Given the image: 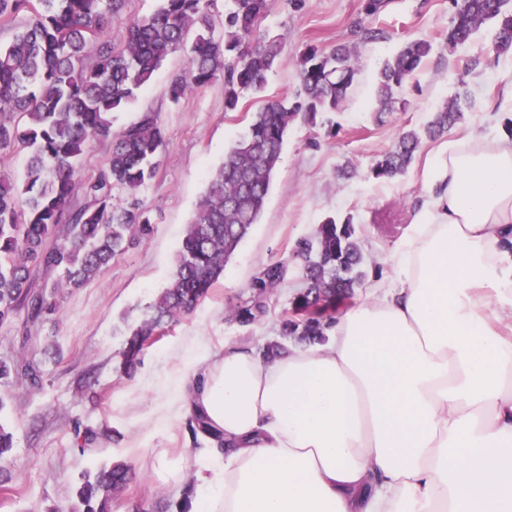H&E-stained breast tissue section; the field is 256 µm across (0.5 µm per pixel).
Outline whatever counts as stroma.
Returning a JSON list of instances; mask_svg holds the SVG:
<instances>
[{"label":"stroma","instance_id":"35a3bbf8","mask_svg":"<svg viewBox=\"0 0 512 512\" xmlns=\"http://www.w3.org/2000/svg\"><path fill=\"white\" fill-rule=\"evenodd\" d=\"M361 0H274L263 29L277 35L282 52L261 97L245 96L235 112L224 109V82L216 80L179 102L167 88L187 66L185 54L171 56L152 85L129 108L113 113L120 128L139 113H156L167 135V149L155 178L138 194L152 222L150 237L116 255L81 287L63 289L58 310L36 330L22 318L0 324V359H24L39 371L36 383H10L0 424L14 437L11 490L0 493V512H67L85 475L115 461L128 465L129 481L117 493L112 512H160L174 505L172 484L154 471L155 455L170 457L208 447L193 434L188 419L159 424L156 402L166 393L193 339L213 354L227 344L244 343L262 351L282 342L281 322L302 288L293 251L326 217H352L366 256L367 277L390 265L426 195L423 175L448 137L500 132L512 124V58L471 68L470 59L492 50L494 30L484 27L457 53L444 38L451 17L448 0H389L372 20L384 39L366 42L354 34ZM430 40L434 48L404 90L408 104L377 119L375 76L381 63L408 42ZM354 47L361 73L350 96L329 121L314 127L296 123L283 145L258 224L228 260L224 278L189 315L163 325L160 337L144 347L133 375L122 368L131 328L168 281L175 253L206 177L224 160L229 145L248 129L261 101L292 97L299 88L300 56L308 46L330 51ZM459 99L464 118L447 136L425 141L407 174L390 181L369 175L376 157L389 150L404 128L425 124L444 100ZM282 262L288 277L257 294L253 283L266 265ZM262 301L264 313L241 323L233 307ZM105 428L101 449L84 451L76 428Z\"/></svg>","mask_w":512,"mask_h":512}]
</instances>
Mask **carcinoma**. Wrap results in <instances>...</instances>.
Returning a JSON list of instances; mask_svg holds the SVG:
<instances>
[{"mask_svg": "<svg viewBox=\"0 0 512 512\" xmlns=\"http://www.w3.org/2000/svg\"><path fill=\"white\" fill-rule=\"evenodd\" d=\"M127 0H0V20L24 16L10 42L0 45V151L28 150L19 177L0 176V323L25 311L35 326L53 314L64 288H78L99 273L133 241L149 238L152 225L136 201L162 164L166 136L152 112L119 130L109 114L133 102L173 54L187 53L184 75L168 96L174 103L220 78L224 108L237 110L244 94L264 89L278 62L280 41L261 29L273 0H225L224 36H213V0H157L152 13L124 17ZM388 0H362L355 32L375 41L383 32L365 22ZM448 51L463 49L485 24L495 28L493 60L512 57V0H451ZM125 19L127 36L116 45L106 30ZM432 51L427 40L407 43L377 76L381 111L406 102L395 98ZM359 73L356 51L343 44L328 53L315 48L300 59V90L293 100L268 101L253 113L246 134L225 153L208 177L206 190L186 225L174 270L147 306L122 352L130 374L140 363L145 342L165 322L191 313L209 289L224 278V267L258 223L288 130L297 121L315 124L317 115L335 111L348 97ZM463 118L458 100L444 102L421 129L400 132L395 146L371 165L375 180L405 173L422 141L434 140ZM108 140L112 151L91 177L81 173L88 146ZM126 193L114 201L113 191ZM303 292L296 311L353 294L364 277L363 254L351 220L327 218L295 250ZM60 270L63 278L33 289L36 268ZM288 268L266 266L253 287L258 294L278 287ZM331 320L317 309L304 321L286 318L282 335L310 343L325 341ZM35 381L34 365L0 361V379ZM108 439L106 430L76 431L85 450ZM13 435L0 426V483L9 490ZM127 482V466L110 463L87 477L77 491L80 512H112L116 492Z\"/></svg>", "mask_w": 512, "mask_h": 512, "instance_id": "1", "label": "carcinoma"}]
</instances>
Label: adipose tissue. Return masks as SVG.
I'll list each match as a JSON object with an SVG mask.
<instances>
[{
  "label": "adipose tissue",
  "instance_id": "ef3b65f1",
  "mask_svg": "<svg viewBox=\"0 0 512 512\" xmlns=\"http://www.w3.org/2000/svg\"><path fill=\"white\" fill-rule=\"evenodd\" d=\"M371 301L264 362L190 352L160 422L191 412L224 455L163 460L173 512H512V135L449 139Z\"/></svg>",
  "mask_w": 512,
  "mask_h": 512
}]
</instances>
